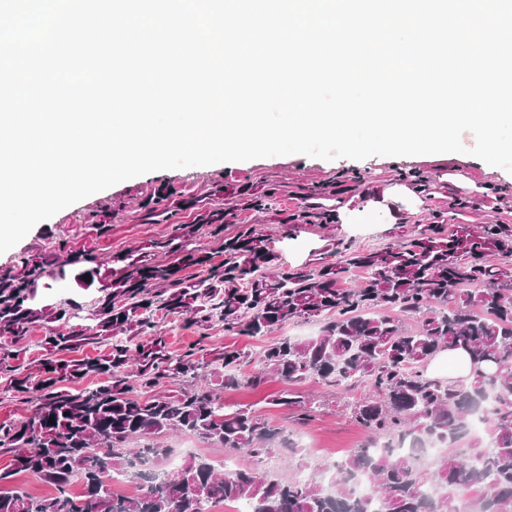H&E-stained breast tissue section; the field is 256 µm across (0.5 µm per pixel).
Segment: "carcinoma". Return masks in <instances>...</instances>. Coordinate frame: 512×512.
Listing matches in <instances>:
<instances>
[{
  "instance_id": "carcinoma-1",
  "label": "carcinoma",
  "mask_w": 512,
  "mask_h": 512,
  "mask_svg": "<svg viewBox=\"0 0 512 512\" xmlns=\"http://www.w3.org/2000/svg\"><path fill=\"white\" fill-rule=\"evenodd\" d=\"M235 194L261 209L275 191ZM417 224L409 235L378 250L343 244L341 260L320 257L269 275L275 255L256 227L242 224L224 241V263L203 278L177 277L169 265L136 257L114 275L89 323L71 335L46 331L35 346L69 357L45 372H30L17 357L30 324L56 316L24 306L23 289L9 288L15 275L0 271V376L5 395L29 398L31 411L0 424V482L14 470L52 484L49 496L0 490V512H212L219 503L247 501L251 512H512V403L494 398L483 363L512 366V225ZM48 260H25L28 279L42 276ZM361 269L357 288L344 274ZM188 316L204 330L213 318L224 331L261 337L295 320L316 319L320 334L308 340L281 337L253 355L239 349L212 350L211 359L189 351H167L156 309ZM111 346L102 359H78L88 347ZM459 346L477 365L472 378L428 375L431 362ZM83 378L96 386L71 391ZM273 378L285 385L272 406H302L294 387L321 382L345 391L363 387L350 403L351 418L367 441L342 460L307 463L308 478L264 467L282 450L301 451L293 435L251 407L224 409V392ZM166 380L169 394L155 389ZM481 414L489 439L468 459L451 450L467 435L468 418ZM184 434L246 460L231 472L206 455L182 469L158 471L171 454L162 441ZM444 442L447 450L420 462L403 447ZM365 478L360 496L351 480ZM133 478L127 495L112 491L118 478ZM436 484L458 490L433 498Z\"/></svg>"
}]
</instances>
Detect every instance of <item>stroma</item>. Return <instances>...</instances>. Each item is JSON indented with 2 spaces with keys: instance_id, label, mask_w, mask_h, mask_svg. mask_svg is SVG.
<instances>
[{
  "instance_id": "obj_1",
  "label": "stroma",
  "mask_w": 512,
  "mask_h": 512,
  "mask_svg": "<svg viewBox=\"0 0 512 512\" xmlns=\"http://www.w3.org/2000/svg\"><path fill=\"white\" fill-rule=\"evenodd\" d=\"M363 171L360 183L341 188V173ZM428 176L431 196L416 194L409 203L413 211L404 228L372 222L364 212L366 200L388 188L411 186V173ZM258 190L275 188L268 209L248 204L228 205L224 189L242 182ZM316 192L324 208L354 203V221L364 231L352 233L349 225L336 221L307 222L304 199ZM224 215L225 237L236 233L238 225L253 224L265 242L279 256L278 270L290 268L288 244L301 240L303 248L333 256L337 242H351L365 249L395 243L401 230H413L427 223L436 211L447 213L452 224H511L512 173L474 156L459 153L428 159L374 156L356 161L346 158L323 160L300 154L224 162L207 166L153 171L90 195L51 218L37 224L19 243L0 254V269L22 274V261L30 254L53 245L64 262L55 277L41 278L25 289L33 307L49 306L60 312L55 331L72 333L85 323V314L101 299L112 276L121 267V257L150 254L153 262L176 265L181 276L200 275L199 265L187 261L183 249H167L163 243L179 238V227L198 223L203 211ZM107 232H100V225ZM275 382L254 389L224 395V404L234 409L253 406L268 414L275 425L292 430L307 459L340 460L366 441L365 432L351 419V396L318 383L300 387V394L312 402L305 420H297V408L268 405L269 395L278 392Z\"/></svg>"
}]
</instances>
